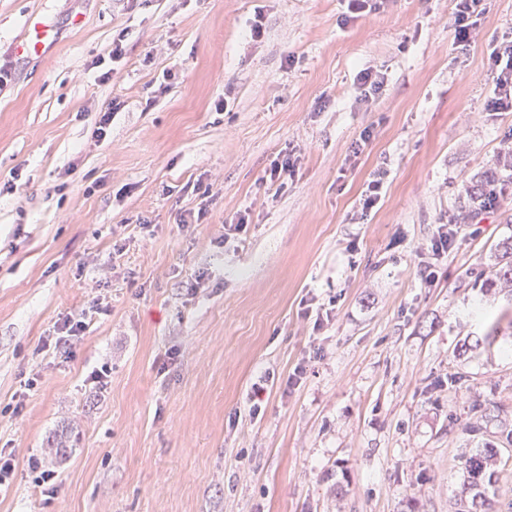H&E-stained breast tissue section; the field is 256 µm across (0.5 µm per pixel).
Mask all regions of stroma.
Returning a JSON list of instances; mask_svg holds the SVG:
<instances>
[{
	"label": "stroma",
	"mask_w": 512,
	"mask_h": 512,
	"mask_svg": "<svg viewBox=\"0 0 512 512\" xmlns=\"http://www.w3.org/2000/svg\"><path fill=\"white\" fill-rule=\"evenodd\" d=\"M347 5L0 0V512H455L480 447L460 430L471 400L512 422V298L475 284L512 236V195L433 284L418 253L512 141V112L486 109L512 0H491L465 51L451 0ZM33 17L54 40L17 56ZM364 69L387 78L366 106ZM285 153L300 163L276 195ZM380 166L381 198L352 222ZM310 297L332 307L319 330ZM297 161V158L293 159L290 155H284L281 159H277L271 164L266 183L269 182L270 188H275L274 194L277 195L287 187L288 176L289 178L294 176ZM84 316L67 317L58 328V336H55L54 347L56 349H65V353L70 347L71 341L78 336H82L88 327Z\"/></svg>",
	"instance_id": "1"
}]
</instances>
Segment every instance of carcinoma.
<instances>
[{
	"mask_svg": "<svg viewBox=\"0 0 512 512\" xmlns=\"http://www.w3.org/2000/svg\"><path fill=\"white\" fill-rule=\"evenodd\" d=\"M491 192H501L500 179L493 172L485 175L476 186L474 201ZM493 257L494 262L477 275L476 285L488 291L498 288L512 293V237L495 246ZM471 412L472 416L462 426V431L475 439L486 433V424L492 420V415L491 410L479 400L473 402ZM505 456H512V428L500 430L496 439L484 442L479 453L465 459V476L458 493L463 512H487L489 487L493 486L494 476L491 466Z\"/></svg>",
	"mask_w": 512,
	"mask_h": 512,
	"instance_id": "cac0c4a2",
	"label": "carcinoma"
}]
</instances>
